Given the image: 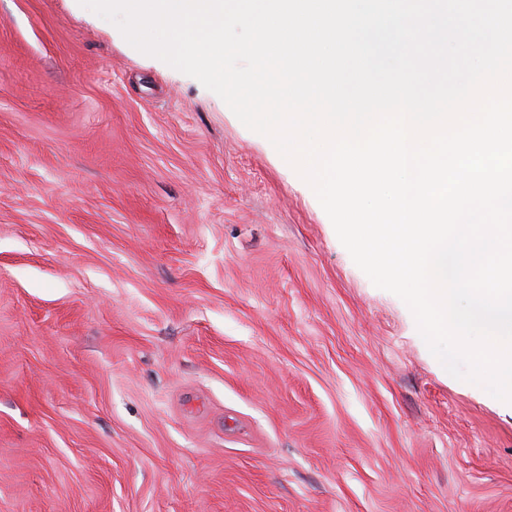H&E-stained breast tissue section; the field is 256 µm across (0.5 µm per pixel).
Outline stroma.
Instances as JSON below:
<instances>
[{"mask_svg": "<svg viewBox=\"0 0 512 512\" xmlns=\"http://www.w3.org/2000/svg\"><path fill=\"white\" fill-rule=\"evenodd\" d=\"M0 512H512V405L219 96L0 0Z\"/></svg>", "mask_w": 512, "mask_h": 512, "instance_id": "35a3bbf8", "label": "stroma"}]
</instances>
